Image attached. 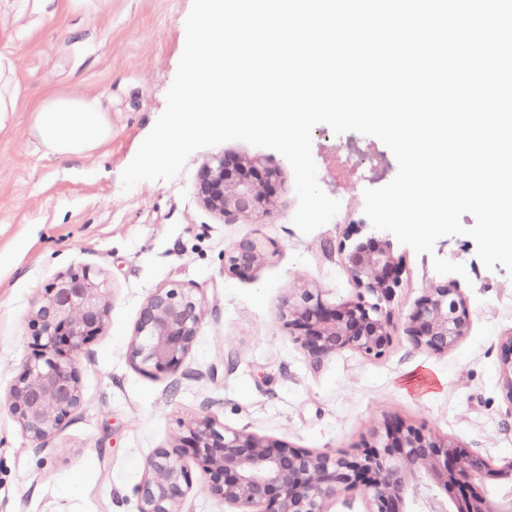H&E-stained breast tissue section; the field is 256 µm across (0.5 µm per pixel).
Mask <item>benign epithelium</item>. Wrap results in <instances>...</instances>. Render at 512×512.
<instances>
[{
    "label": "benign epithelium",
    "instance_id": "1",
    "mask_svg": "<svg viewBox=\"0 0 512 512\" xmlns=\"http://www.w3.org/2000/svg\"><path fill=\"white\" fill-rule=\"evenodd\" d=\"M277 177L273 168L224 154L201 167L196 192L220 216L264 213ZM346 241L344 264L362 289L357 299L332 305L305 288L288 297L281 313L288 335L316 365L346 350L377 358L394 341L390 315L381 307L395 296L403 274L393 243L370 224L356 225ZM267 256L264 242L244 239L224 251V269L247 276ZM109 314L104 285L86 271L62 275L44 288L29 322L31 356L9 397L11 414L31 440L52 435L80 406L74 359L102 334ZM202 318L191 292L157 289L140 310L132 361L148 373H177ZM470 322L462 293L445 282L417 301L405 330L417 347L441 354L468 335ZM500 364L512 406V334L502 339ZM187 457L199 466L211 494L233 512H329L332 499L356 493L367 499V512H512V461L496 465L399 417L349 450L325 452L226 428L205 415L147 460L138 512H179L192 487Z\"/></svg>",
    "mask_w": 512,
    "mask_h": 512
}]
</instances>
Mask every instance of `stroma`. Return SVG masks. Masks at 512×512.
Here are the masks:
<instances>
[{"label": "stroma", "instance_id": "stroma-1", "mask_svg": "<svg viewBox=\"0 0 512 512\" xmlns=\"http://www.w3.org/2000/svg\"><path fill=\"white\" fill-rule=\"evenodd\" d=\"M192 0H0V64L10 69L16 110L0 130V512H137L136 488L156 449L200 417L327 452L349 449L403 418L501 464L512 460V405L502 390L500 342L512 333V278L487 269L465 235L440 238L433 254L394 244L403 283L388 303L394 342L379 358L344 351L312 365L280 320L301 288L340 304L358 290L340 250L346 224L311 234L294 225L293 170L277 151L243 141L200 149L169 181L124 190L121 175L166 106ZM66 90L100 97L112 138L87 158L44 155L30 135L34 108ZM369 145L376 173L344 179L336 153ZM235 153L279 172L265 215L222 217L198 201L202 165ZM317 181L331 198L390 183L392 152L376 137L312 132ZM244 238L273 247L246 277L225 272L224 252ZM463 264L443 277L434 258ZM85 269L103 283L108 326L76 357L82 401L50 437L32 442L8 410L29 353L28 323L45 286ZM465 297L471 325L453 350L433 354L405 331L415 302L443 281ZM191 291L203 310L197 342L177 374L142 371L128 346L139 311L159 288Z\"/></svg>", "mask_w": 512, "mask_h": 512}]
</instances>
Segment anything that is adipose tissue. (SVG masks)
<instances>
[{
    "label": "adipose tissue",
    "instance_id": "adipose-tissue-1",
    "mask_svg": "<svg viewBox=\"0 0 512 512\" xmlns=\"http://www.w3.org/2000/svg\"><path fill=\"white\" fill-rule=\"evenodd\" d=\"M32 133L45 155L81 158L111 139L112 120L98 97L59 91L35 108Z\"/></svg>",
    "mask_w": 512,
    "mask_h": 512
}]
</instances>
